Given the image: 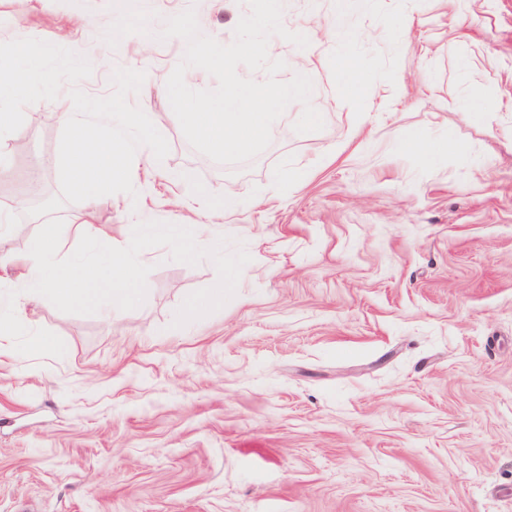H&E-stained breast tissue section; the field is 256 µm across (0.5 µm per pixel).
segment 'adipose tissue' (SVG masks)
I'll list each match as a JSON object with an SVG mask.
<instances>
[{
  "label": "adipose tissue",
  "mask_w": 512,
  "mask_h": 512,
  "mask_svg": "<svg viewBox=\"0 0 512 512\" xmlns=\"http://www.w3.org/2000/svg\"><path fill=\"white\" fill-rule=\"evenodd\" d=\"M77 229L81 236L100 244V253L72 267L62 265L58 257L61 249L59 227L49 221L43 222L42 250L24 261L30 290L15 298L14 315H21L27 301L41 297L51 298L62 307L84 299L93 302L106 316L111 315L113 309L131 307L136 260L97 227L93 211L83 214Z\"/></svg>",
  "instance_id": "obj_1"
}]
</instances>
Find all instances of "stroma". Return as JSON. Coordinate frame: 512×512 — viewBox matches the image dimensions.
Masks as SVG:
<instances>
[{"label":"stroma","instance_id":"1","mask_svg":"<svg viewBox=\"0 0 512 512\" xmlns=\"http://www.w3.org/2000/svg\"><path fill=\"white\" fill-rule=\"evenodd\" d=\"M150 35L109 47L91 17L110 0H0V39L18 28L87 56L78 87L112 93L115 68L144 71L131 105L167 139L166 172L57 212L63 260L93 244L96 222L138 259L131 308L29 304L0 355V512H512V0H362L340 35L334 0H283L278 80L310 62L322 130L294 129L222 165L184 137L164 91L186 43L156 40L194 8L227 45L245 0H136ZM350 54L357 102L337 96ZM57 99L24 109L0 142V183L47 165L59 191ZM498 94L494 114L468 98ZM452 140L429 156L410 142ZM236 204L182 257L156 224L196 218L199 186ZM0 250L42 247L27 211ZM235 278L224 300L187 315ZM43 349L28 354L32 338Z\"/></svg>","mask_w":512,"mask_h":512}]
</instances>
